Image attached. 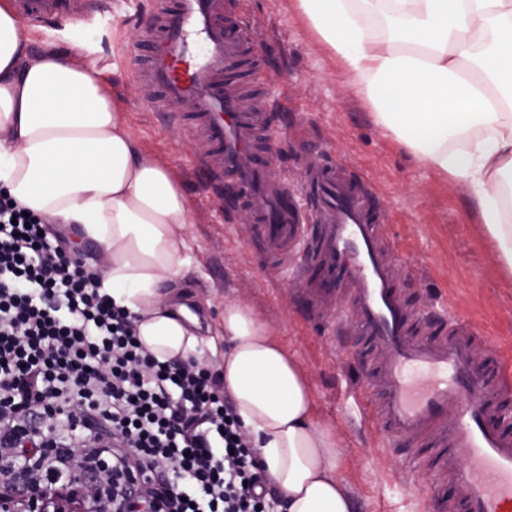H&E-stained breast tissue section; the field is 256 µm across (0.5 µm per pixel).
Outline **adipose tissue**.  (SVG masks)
Listing matches in <instances>:
<instances>
[{"label":"adipose tissue","mask_w":512,"mask_h":512,"mask_svg":"<svg viewBox=\"0 0 512 512\" xmlns=\"http://www.w3.org/2000/svg\"><path fill=\"white\" fill-rule=\"evenodd\" d=\"M339 59L374 121L424 166L467 189L512 274V0H296ZM478 138L456 155L449 140ZM0 187L33 212L103 248L101 288L136 319L158 359L188 358L198 321L171 284L185 256L174 227L188 198L135 144L95 63L32 36L0 0ZM224 390L286 512H353L340 441L311 386L253 309L224 303Z\"/></svg>","instance_id":"adipose-tissue-1"}]
</instances>
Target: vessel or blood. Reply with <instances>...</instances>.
Returning <instances> with one entry per match:
<instances>
[{
    "instance_id": "obj_1",
    "label": "vessel or blood",
    "mask_w": 512,
    "mask_h": 512,
    "mask_svg": "<svg viewBox=\"0 0 512 512\" xmlns=\"http://www.w3.org/2000/svg\"><path fill=\"white\" fill-rule=\"evenodd\" d=\"M24 21L66 22L63 0H17ZM153 53L138 70L151 106L188 98L202 124L205 167L232 177L237 202L252 213L267 257L288 261L305 250V301L311 312L335 311L351 336L372 341V385L382 400L374 412L393 441L437 448L453 488L438 512H512V429L499 405L512 395V372L475 359L478 331L452 317L416 324L393 270L391 249L371 186L341 165L310 164L301 189L268 149L254 160L253 140L267 103L243 111L225 75L261 35L229 16L223 0H170L150 13Z\"/></svg>"
}]
</instances>
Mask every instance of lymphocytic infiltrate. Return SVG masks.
Returning <instances> with one entry per match:
<instances>
[{"label": "lymphocytic infiltrate", "instance_id": "f902f5d3", "mask_svg": "<svg viewBox=\"0 0 512 512\" xmlns=\"http://www.w3.org/2000/svg\"><path fill=\"white\" fill-rule=\"evenodd\" d=\"M65 235L0 199V487L68 485L84 512H269L220 376L158 360Z\"/></svg>", "mask_w": 512, "mask_h": 512}]
</instances>
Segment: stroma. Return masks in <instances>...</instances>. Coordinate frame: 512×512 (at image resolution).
<instances>
[{"instance_id": "35a3bbf8", "label": "stroma", "mask_w": 512, "mask_h": 512, "mask_svg": "<svg viewBox=\"0 0 512 512\" xmlns=\"http://www.w3.org/2000/svg\"><path fill=\"white\" fill-rule=\"evenodd\" d=\"M166 0H112V12L62 27L32 29L35 45L84 43L138 148L182 182L192 223L175 228L189 262L175 288L201 319L196 356L224 364V302L247 303L294 357L312 388L322 422L340 439L339 470L355 512H435L433 487L443 477L431 449L395 444L372 422L378 396L365 384L367 347L337 335L335 317L313 316L295 264L266 258L254 225L240 223L231 179L215 180L200 162L203 142L191 134L189 110L159 112L144 101L132 50L146 11ZM238 9L264 33L258 49L264 80L257 90L274 110L281 170L300 186L307 164L329 156L362 176L377 195L382 231L397 256L401 286L425 320L468 321L492 353L512 365V275L496 261L465 189L407 154L376 125L349 87L340 63L318 41L293 0H239Z\"/></svg>"}]
</instances>
